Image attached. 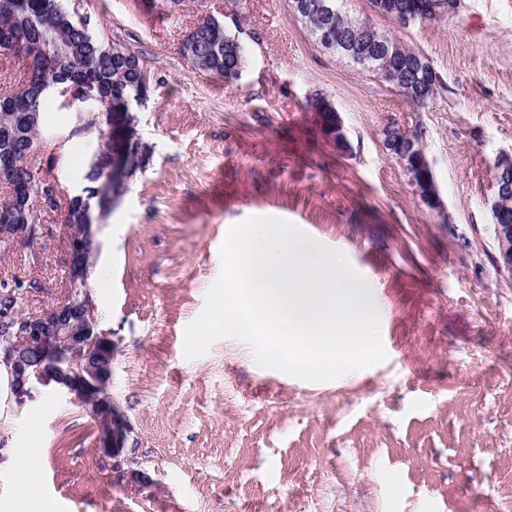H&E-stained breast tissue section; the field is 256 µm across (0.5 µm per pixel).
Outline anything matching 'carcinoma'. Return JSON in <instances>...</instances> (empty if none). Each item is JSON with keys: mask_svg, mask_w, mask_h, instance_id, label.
<instances>
[{"mask_svg": "<svg viewBox=\"0 0 512 512\" xmlns=\"http://www.w3.org/2000/svg\"><path fill=\"white\" fill-rule=\"evenodd\" d=\"M286 2L320 54L384 83L390 75H397L393 88L414 107H428L445 90L441 74L422 51L406 46L368 18L348 14L347 0ZM370 4L376 14L389 19L393 18V11L406 8L416 13L418 24L445 17V13L431 10L433 0H370ZM325 8L331 11L335 23L337 43L332 45L320 41L301 19L305 12L315 15ZM199 26L203 35L197 41L182 44L183 57L200 71L217 74L226 81L237 79L245 64L240 41L224 30V25L208 17ZM0 55L23 62L17 84L0 88V185L9 194L14 212L12 223L27 224L32 221L25 209L27 192L44 183L40 172L31 164V157L46 119V85L52 82L68 93L73 88L81 89L95 96L107 112V121L132 128L137 116L125 105L122 96L137 87L145 63L138 53L121 42L103 37L89 39L61 0H0ZM98 139L92 155L95 166L87 167L84 177V195L69 196L64 204L59 198L54 201V208L63 209L66 224L86 223L84 201L96 198L99 175L112 168V151L116 148L112 136L100 132ZM122 149L130 172H135L146 144L130 136ZM20 288L17 279L0 280V343L3 345L16 330L7 312L16 310Z\"/></svg>", "mask_w": 512, "mask_h": 512, "instance_id": "carcinoma-1", "label": "carcinoma"}]
</instances>
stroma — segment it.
<instances>
[{"label": "stroma", "instance_id": "stroma-1", "mask_svg": "<svg viewBox=\"0 0 512 512\" xmlns=\"http://www.w3.org/2000/svg\"><path fill=\"white\" fill-rule=\"evenodd\" d=\"M372 15L369 0H347ZM96 34L142 53L135 127L148 153L98 228L90 294L115 336L110 393L132 433L115 467L82 404L55 384L13 392L0 364V512H30L14 448L36 450L41 512H512V277L497 267L494 165L512 155V0H461L456 16L399 27L441 73L428 108L319 54L285 0H85ZM247 48L237 80L179 52L202 17ZM323 93L352 145L337 151L307 103ZM33 162L67 193L93 137L54 104ZM390 122L425 130L442 207L430 209L383 146ZM39 246L0 249V279L37 281L18 309L66 292L59 211ZM250 217L288 220L342 251L381 305L384 362L324 382L256 368L235 339L183 354L186 327ZM150 481H132L131 471Z\"/></svg>", "mask_w": 512, "mask_h": 512}]
</instances>
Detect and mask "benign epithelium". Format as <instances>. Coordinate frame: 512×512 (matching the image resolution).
Masks as SVG:
<instances>
[{"label": "benign epithelium", "instance_id": "7a95c632", "mask_svg": "<svg viewBox=\"0 0 512 512\" xmlns=\"http://www.w3.org/2000/svg\"><path fill=\"white\" fill-rule=\"evenodd\" d=\"M324 135L336 148L349 151V141L340 112L331 120L318 117ZM407 174L420 168L426 177L412 181L416 193L430 207L441 205L431 163L424 149L413 142L384 141ZM494 184L504 194L512 192V157L499 156ZM101 210L88 214L86 224L64 226L63 242L69 264L68 292L60 301L36 313L20 315L21 330L0 362L8 368L14 390L35 383L54 382L58 389L83 404L97 429L98 450L115 462L124 459L131 425L107 391L119 343L100 328L95 303L86 286L91 259L99 250L97 229ZM26 224H0V238L25 236ZM498 268L512 277V224L495 223Z\"/></svg>", "mask_w": 512, "mask_h": 512}]
</instances>
